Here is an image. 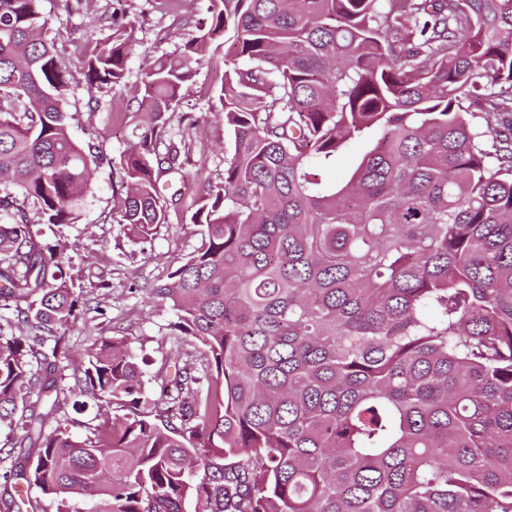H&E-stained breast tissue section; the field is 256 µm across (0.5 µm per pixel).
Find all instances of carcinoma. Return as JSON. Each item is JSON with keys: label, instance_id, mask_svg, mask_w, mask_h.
<instances>
[{"label": "carcinoma", "instance_id": "obj_1", "mask_svg": "<svg viewBox=\"0 0 512 512\" xmlns=\"http://www.w3.org/2000/svg\"><path fill=\"white\" fill-rule=\"evenodd\" d=\"M40 2L0 0V297L55 343L0 336V424L39 446L15 485L56 512H512V0H208L145 63L118 205L143 242L185 146L169 114L224 51V178L148 291L200 367L157 370L182 405L152 419L127 338L93 339L66 390L128 413L83 439L44 432L84 309L37 226L76 222L97 156ZM134 28L89 41V95L121 86ZM35 389L49 410L19 413Z\"/></svg>", "mask_w": 512, "mask_h": 512}]
</instances>
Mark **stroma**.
<instances>
[{
  "label": "stroma",
  "instance_id": "35a3bbf8",
  "mask_svg": "<svg viewBox=\"0 0 512 512\" xmlns=\"http://www.w3.org/2000/svg\"><path fill=\"white\" fill-rule=\"evenodd\" d=\"M207 0H41L49 19L48 38L54 39L72 75L68 91L69 129L80 145L91 148L100 160L91 188L76 223L40 225L45 241L64 239L68 244L62 275L72 281L88 312L83 320L62 331L59 366L64 377L85 363L84 352L97 336H125L142 371L145 385L141 412L153 416L169 406L154 373L171 353L195 363L198 348L193 342L175 345L166 326L172 312L148 298L146 291L165 279L170 269L200 243V227L193 224L200 192L207 182L224 173L227 135L224 123L212 109L224 81L221 56L197 65L181 91L183 100L173 112L169 134L182 138L180 172L167 176L163 190L167 220L147 242L134 240L118 222L122 172L119 156L135 142L137 119L133 112L141 96L144 59L175 48L194 32L206 15ZM123 8L134 20V50L122 88L105 89L89 100L81 76V58L91 36L110 32V15ZM195 115L197 126L187 129L186 115ZM33 453L20 442L18 432L0 429V512H56L54 501L37 489L24 497L22 509L10 507L4 492L5 477Z\"/></svg>",
  "mask_w": 512,
  "mask_h": 512
}]
</instances>
